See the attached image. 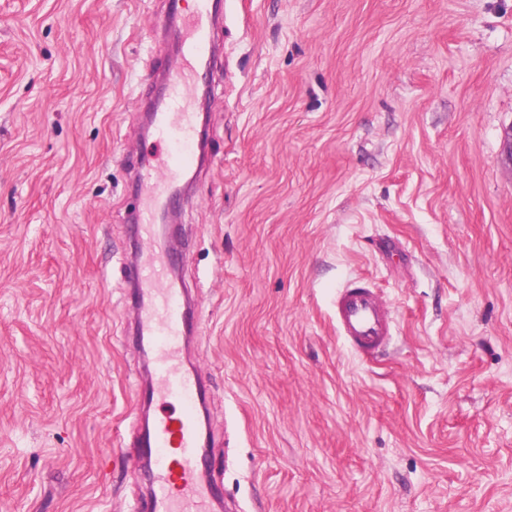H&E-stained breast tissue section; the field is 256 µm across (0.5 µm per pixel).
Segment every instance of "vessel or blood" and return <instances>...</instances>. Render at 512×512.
I'll return each instance as SVG.
<instances>
[{"instance_id": "b4317fda", "label": "vessel or blood", "mask_w": 512, "mask_h": 512, "mask_svg": "<svg viewBox=\"0 0 512 512\" xmlns=\"http://www.w3.org/2000/svg\"><path fill=\"white\" fill-rule=\"evenodd\" d=\"M219 24L215 0H196L179 28L183 54L165 76L167 103L156 109L158 140L167 146L161 169H144L139 178L137 232L146 249L135 275L136 325L140 341L153 358L154 375L139 390L140 399L154 404L152 424L141 435L137 454L149 458L152 489L141 512H212L220 495L204 470L198 423L193 404L203 395L200 377L187 369L183 337L192 325L183 291L170 278L171 256L156 247L155 219L166 211L192 162L196 115L189 110L187 89L199 68L214 64V32ZM338 333L358 355L383 354L394 335L391 312L375 288L358 282L340 289L333 303Z\"/></svg>"}]
</instances>
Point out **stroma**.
<instances>
[{
    "mask_svg": "<svg viewBox=\"0 0 512 512\" xmlns=\"http://www.w3.org/2000/svg\"><path fill=\"white\" fill-rule=\"evenodd\" d=\"M171 0H0V512H138L141 134ZM171 239L222 512H512V0H224ZM397 326L361 359L347 281ZM338 333L358 355L385 353L394 335L391 312L375 288L358 282L340 289L333 303Z\"/></svg>",
    "mask_w": 512,
    "mask_h": 512,
    "instance_id": "1",
    "label": "stroma"
}]
</instances>
